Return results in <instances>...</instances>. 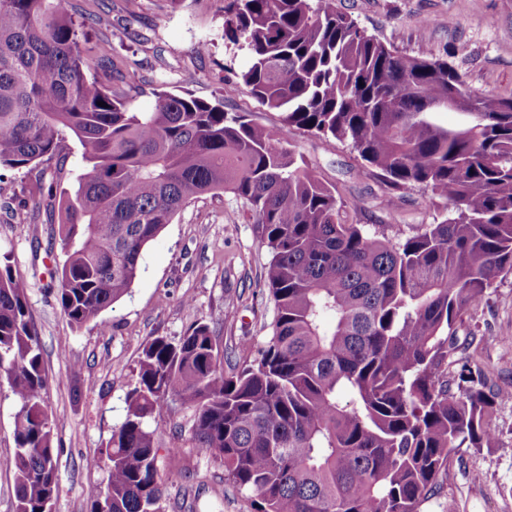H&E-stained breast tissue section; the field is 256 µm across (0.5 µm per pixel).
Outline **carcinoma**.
Wrapping results in <instances>:
<instances>
[{"instance_id": "cac0c4a2", "label": "carcinoma", "mask_w": 512, "mask_h": 512, "mask_svg": "<svg viewBox=\"0 0 512 512\" xmlns=\"http://www.w3.org/2000/svg\"><path fill=\"white\" fill-rule=\"evenodd\" d=\"M70 0H0V169L25 171L0 212H58L64 260L51 278L77 328L130 288L144 247L194 198L225 191L253 213L269 262L272 335L251 361L224 363L202 321L143 347L90 512H162L151 427L177 402L198 451L253 512H421L451 455L489 448L496 394L479 366L448 377L457 325L512 273V96L477 93L446 60L398 53L335 0H225L224 40L244 42L249 93L281 111L263 127L223 99L156 93L131 110L132 83L107 87L111 48L84 54L89 26ZM105 106H99V103ZM465 116L456 128L437 111ZM303 128L347 142L392 186H418L451 214L394 242L343 218L336 187L292 148ZM68 130L83 147L77 188L57 190ZM14 419L16 512H51L52 419L27 284L0 254V383Z\"/></svg>"}]
</instances>
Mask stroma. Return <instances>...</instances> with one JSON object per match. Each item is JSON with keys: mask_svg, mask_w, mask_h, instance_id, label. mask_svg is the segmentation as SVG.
<instances>
[{"mask_svg": "<svg viewBox=\"0 0 512 512\" xmlns=\"http://www.w3.org/2000/svg\"><path fill=\"white\" fill-rule=\"evenodd\" d=\"M76 18L109 13V28L88 30L90 43L109 40L112 56L134 82L132 106L150 111L155 93L189 92L263 126L279 124V111L250 95L240 74L250 64L245 43L224 40V0H71ZM361 27L409 56L447 60L481 93L512 96V0H336ZM208 44L197 54L199 44ZM288 139L326 184L347 201L345 219L373 224L389 239L448 215L445 200L420 187L396 188L369 167L349 144L292 129ZM59 227L49 214L33 224L0 222V253L28 283L32 319L47 373L45 405L52 416L59 489L53 512H89L107 482L89 458L107 448L124 419L126 395L137 381L144 345L158 336L180 337L194 322L210 324L224 350L249 340L262 347L271 334L274 302L260 277L268 254L248 208L233 194L193 200L144 249L138 277L102 321L73 327L53 293L49 272L61 264ZM474 333L465 354L448 361L449 375L479 365L495 393L497 439L492 447L463 448L452 456L440 494L421 512H512V273L465 318L459 336ZM20 408L0 385V512H15L14 417ZM178 449L171 462L170 449ZM165 484L163 512H251L249 495L224 483L219 460L200 454L189 432L165 433L158 452Z\"/></svg>", "mask_w": 512, "mask_h": 512, "instance_id": "1", "label": "stroma"}]
</instances>
